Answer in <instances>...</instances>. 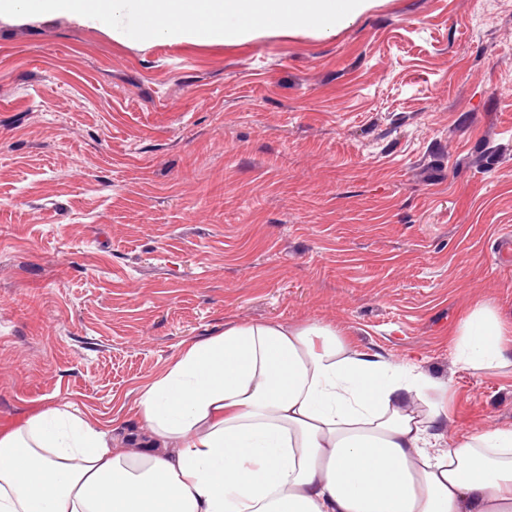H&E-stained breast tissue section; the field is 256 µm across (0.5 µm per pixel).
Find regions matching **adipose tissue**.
<instances>
[{"label":"adipose tissue","mask_w":512,"mask_h":512,"mask_svg":"<svg viewBox=\"0 0 512 512\" xmlns=\"http://www.w3.org/2000/svg\"><path fill=\"white\" fill-rule=\"evenodd\" d=\"M458 364L512 342L477 305ZM147 448L52 403L0 434V512H512V427L443 447L448 384L358 351L336 327L226 325L145 385Z\"/></svg>","instance_id":"adipose-tissue-1"}]
</instances>
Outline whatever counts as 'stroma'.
I'll return each mask as SVG.
<instances>
[{"label":"stroma","instance_id":"obj_1","mask_svg":"<svg viewBox=\"0 0 512 512\" xmlns=\"http://www.w3.org/2000/svg\"><path fill=\"white\" fill-rule=\"evenodd\" d=\"M512 0H375L332 33L136 41L0 21V431L53 402L144 441L136 406L226 324L336 326L448 381L452 443L512 426ZM510 334L494 307L477 305L456 334V362L478 372L503 367L508 362L504 353L506 344L512 342Z\"/></svg>","mask_w":512,"mask_h":512}]
</instances>
